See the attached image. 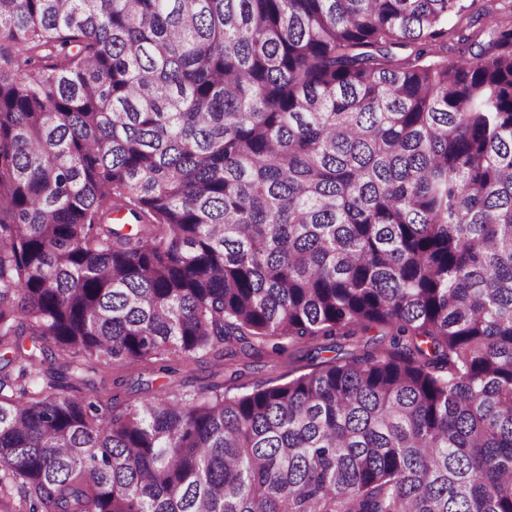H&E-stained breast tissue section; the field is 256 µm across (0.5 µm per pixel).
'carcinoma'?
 I'll return each mask as SVG.
<instances>
[{"mask_svg": "<svg viewBox=\"0 0 512 512\" xmlns=\"http://www.w3.org/2000/svg\"><path fill=\"white\" fill-rule=\"evenodd\" d=\"M477 2L0 0V491L512 512V0L448 57ZM238 344L335 356L76 393ZM277 361V366L270 372L257 373L253 368L259 363H254L253 358L239 353L232 362L236 364L234 369L242 370L243 376L235 381L230 380L228 369H224V359L220 354L200 356L188 365L170 363L175 368L171 373L158 372V365L149 362L119 367L98 366L93 378L97 385L107 387L112 395L117 394L118 402L123 407H132L164 392L201 391L223 379L224 391L232 395L241 391V385L253 383L259 378H279V383H283L312 369L305 361L291 367L288 363L282 364L279 359ZM115 381L117 385L113 383Z\"/></svg>", "mask_w": 512, "mask_h": 512, "instance_id": "obj_1", "label": "carcinoma"}]
</instances>
